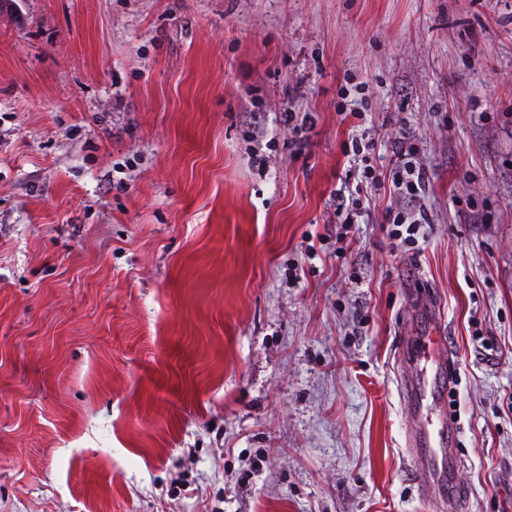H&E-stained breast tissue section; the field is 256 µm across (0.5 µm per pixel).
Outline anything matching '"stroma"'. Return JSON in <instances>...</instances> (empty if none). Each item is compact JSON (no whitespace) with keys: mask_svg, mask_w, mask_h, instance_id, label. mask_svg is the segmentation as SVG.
I'll return each instance as SVG.
<instances>
[{"mask_svg":"<svg viewBox=\"0 0 512 512\" xmlns=\"http://www.w3.org/2000/svg\"><path fill=\"white\" fill-rule=\"evenodd\" d=\"M347 73L408 248L336 241ZM0 512H512V0H0ZM392 143L394 153L398 155L401 163L392 171L391 184L393 190L407 201V207L395 214L392 224L397 226L408 224L409 237L415 239L414 235L418 233L419 225L425 224L422 222L425 218L420 210L419 213L415 211L413 202L420 197L425 179H427L426 171L416 160L419 149L409 132L399 131L392 139Z\"/></svg>","mask_w":512,"mask_h":512,"instance_id":"obj_1","label":"stroma"}]
</instances>
